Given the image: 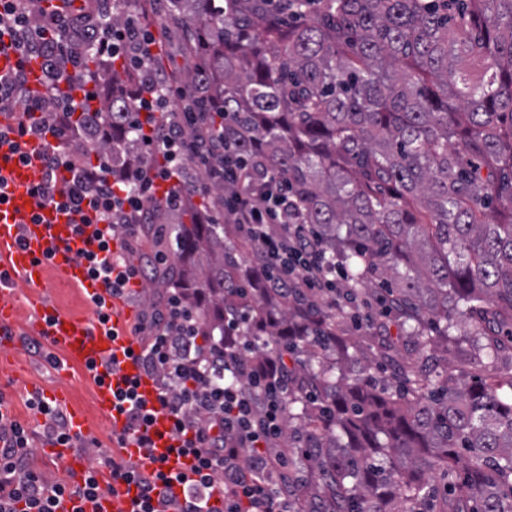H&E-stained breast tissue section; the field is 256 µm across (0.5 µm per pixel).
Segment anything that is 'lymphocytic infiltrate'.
<instances>
[{"instance_id":"obj_1","label":"lymphocytic infiltrate","mask_w":512,"mask_h":512,"mask_svg":"<svg viewBox=\"0 0 512 512\" xmlns=\"http://www.w3.org/2000/svg\"><path fill=\"white\" fill-rule=\"evenodd\" d=\"M126 0H97L92 14L78 18L44 15L35 0H0V52L14 53L19 65L0 75V162L31 163L25 139L38 138L44 179L32 193L40 206L66 214L71 223L92 227L97 249L84 252L88 275L103 281L112 295H126L132 281H146L131 262L140 224L158 202L180 203L186 194L208 195L213 184L227 192L220 208L239 235L252 245L253 265L270 270L273 288L319 290L329 307L340 304L345 271L325 261L316 237L294 223L293 201L277 175L255 181L251 162L225 139L223 124L196 112L159 120L172 99L182 98L170 78L150 71L156 38L137 17L112 23ZM118 61L137 76L136 125L154 162L113 173L111 159L88 161L77 120L97 114L96 94L85 69L86 57ZM40 60L44 91L33 94L25 67ZM202 168V181L185 185L186 162ZM142 337L135 360L156 388L159 410L147 408L130 382L115 395V410L141 448L152 445L156 412L172 423V452L189 458L188 471L146 474L127 461L105 458L115 481L135 486L136 512H289L288 455L281 428L288 385L273 351L262 371L247 362L245 343L210 346L199 331V317L179 289H169L162 307L137 326ZM233 372L239 382L226 384ZM30 436L13 420L0 397V512H55L63 495L91 499L100 487L94 475L83 485L50 482L29 465ZM181 485V497L167 495Z\"/></svg>"}]
</instances>
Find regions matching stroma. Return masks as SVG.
<instances>
[{
	"label": "stroma",
	"instance_id": "obj_1",
	"mask_svg": "<svg viewBox=\"0 0 512 512\" xmlns=\"http://www.w3.org/2000/svg\"><path fill=\"white\" fill-rule=\"evenodd\" d=\"M164 7L163 0H137L134 10L153 25L162 46L160 68L175 77L188 60L185 32L183 28L162 22ZM31 321L30 312L22 308L8 328L13 341L0 349V395L4 396L14 419L33 439L36 450L30 458L31 467L47 480H63L67 477L65 470L49 460L44 452L48 443L44 418L30 408L29 401L36 392L58 391L66 395L69 410L95 418L93 388L79 368H71L68 375L61 376L54 366L42 359L31 345Z\"/></svg>",
	"mask_w": 512,
	"mask_h": 512
}]
</instances>
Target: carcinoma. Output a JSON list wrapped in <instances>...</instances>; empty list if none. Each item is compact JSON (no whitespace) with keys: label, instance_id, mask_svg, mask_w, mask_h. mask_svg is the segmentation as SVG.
I'll return each instance as SVG.
<instances>
[{"label":"carcinoma","instance_id":"carcinoma-1","mask_svg":"<svg viewBox=\"0 0 512 512\" xmlns=\"http://www.w3.org/2000/svg\"><path fill=\"white\" fill-rule=\"evenodd\" d=\"M192 27L178 83L227 117L259 176L285 179L353 299L377 280L375 326L428 353L471 341L484 377L405 361L389 384L304 292L265 287L250 246L182 203L139 233L174 236L165 270L247 358L286 347L288 497L297 512H512V0H170ZM117 80V64L90 62ZM128 96L81 133L116 168L146 166Z\"/></svg>","mask_w":512,"mask_h":512}]
</instances>
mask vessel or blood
<instances>
[{
	"mask_svg": "<svg viewBox=\"0 0 512 512\" xmlns=\"http://www.w3.org/2000/svg\"><path fill=\"white\" fill-rule=\"evenodd\" d=\"M43 176V169L36 163L0 168V191L8 197L7 202L0 204V273L9 275L8 280H0V324H10L16 314L15 304L5 300L13 292L14 281L40 287L53 270L64 284L81 286L91 307H103L110 314V321L72 317L39 297L28 302L33 331L45 336L52 349L62 352L67 365L81 367L86 377L93 380L95 404L112 430L115 456L148 472L186 469V459L168 452L172 444L170 422L163 413L155 415L152 447L140 448L126 433L125 417L114 409V392L125 387L127 379L137 373L132 359L126 356L127 351L138 347L128 329L133 318L122 299L111 295L102 281L89 278L78 260V250L96 249L91 235L76 234L68 217L52 208L39 207L30 195V187ZM37 212L43 217L39 224L31 221L32 214ZM48 454L64 464L75 482L84 481L88 474L86 456L58 444L51 445ZM96 480L102 491L94 499L79 503L63 499L57 512H131L134 489L120 484L115 485V491H107L112 475L106 468L97 471Z\"/></svg>",
	"mask_w": 512,
	"mask_h": 512,
	"instance_id": "b4317fda",
	"label": "vessel or blood"
}]
</instances>
